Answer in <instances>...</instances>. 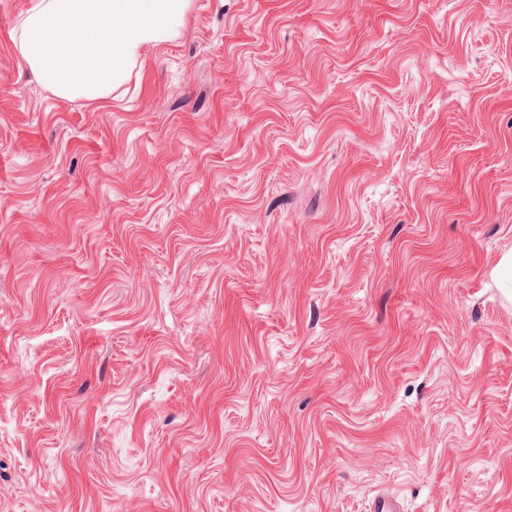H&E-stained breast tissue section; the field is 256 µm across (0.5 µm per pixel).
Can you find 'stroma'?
Returning <instances> with one entry per match:
<instances>
[{"instance_id": "35a3bbf8", "label": "stroma", "mask_w": 512, "mask_h": 512, "mask_svg": "<svg viewBox=\"0 0 512 512\" xmlns=\"http://www.w3.org/2000/svg\"><path fill=\"white\" fill-rule=\"evenodd\" d=\"M0 0V512H512V0H190L107 100Z\"/></svg>"}]
</instances>
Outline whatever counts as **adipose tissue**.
Wrapping results in <instances>:
<instances>
[{"instance_id": "adipose-tissue-1", "label": "adipose tissue", "mask_w": 512, "mask_h": 512, "mask_svg": "<svg viewBox=\"0 0 512 512\" xmlns=\"http://www.w3.org/2000/svg\"><path fill=\"white\" fill-rule=\"evenodd\" d=\"M190 0H38L14 41L57 95L98 100L119 87L146 50L174 38Z\"/></svg>"}]
</instances>
